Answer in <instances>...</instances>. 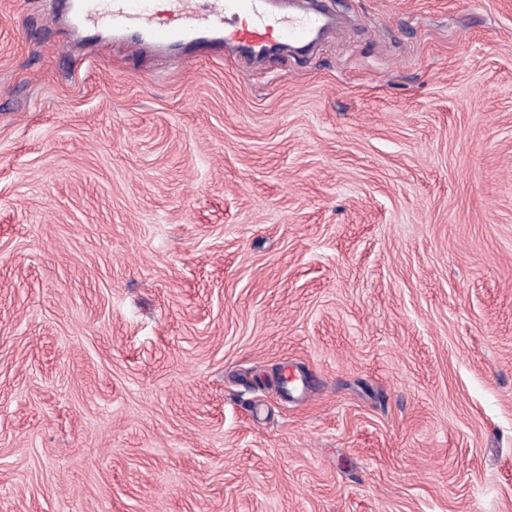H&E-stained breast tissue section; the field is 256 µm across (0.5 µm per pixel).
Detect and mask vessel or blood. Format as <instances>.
Instances as JSON below:
<instances>
[{"mask_svg": "<svg viewBox=\"0 0 512 512\" xmlns=\"http://www.w3.org/2000/svg\"><path fill=\"white\" fill-rule=\"evenodd\" d=\"M155 0H66L72 31L107 44L115 40L136 50L191 46L223 53L234 44L255 57H271L281 48L312 44L326 26L323 12L288 9L279 0H168L158 11Z\"/></svg>", "mask_w": 512, "mask_h": 512, "instance_id": "1", "label": "vessel or blood"}]
</instances>
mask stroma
Here are the masks:
<instances>
[{
    "label": "stroma",
    "mask_w": 512,
    "mask_h": 512,
    "mask_svg": "<svg viewBox=\"0 0 512 512\" xmlns=\"http://www.w3.org/2000/svg\"><path fill=\"white\" fill-rule=\"evenodd\" d=\"M329 8L188 65L0 0V512H512V0Z\"/></svg>",
    "instance_id": "35a3bbf8"
}]
</instances>
